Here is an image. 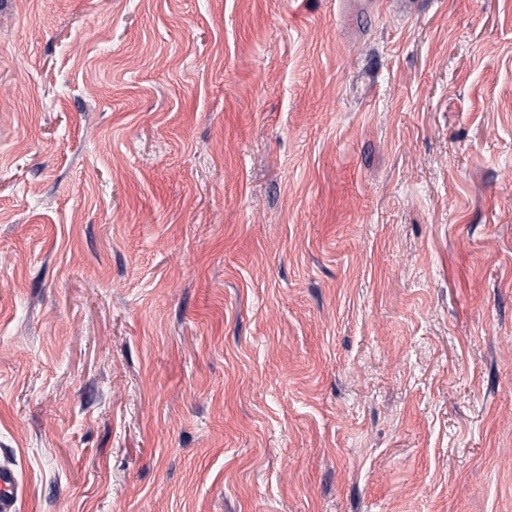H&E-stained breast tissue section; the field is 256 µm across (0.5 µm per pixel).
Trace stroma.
<instances>
[{"mask_svg":"<svg viewBox=\"0 0 512 512\" xmlns=\"http://www.w3.org/2000/svg\"><path fill=\"white\" fill-rule=\"evenodd\" d=\"M16 512H512V0H0Z\"/></svg>","mask_w":512,"mask_h":512,"instance_id":"1","label":"stroma"}]
</instances>
